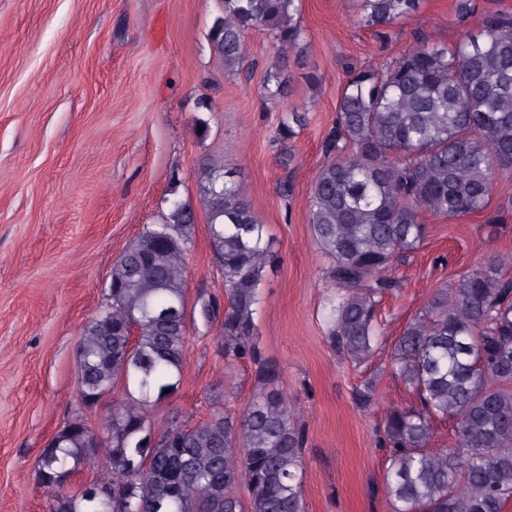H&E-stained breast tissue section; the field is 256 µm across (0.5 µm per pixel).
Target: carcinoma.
I'll return each instance as SVG.
<instances>
[{
  "mask_svg": "<svg viewBox=\"0 0 512 512\" xmlns=\"http://www.w3.org/2000/svg\"><path fill=\"white\" fill-rule=\"evenodd\" d=\"M296 2L224 0L210 36L227 74L253 28L281 50L300 48ZM420 3L355 0V8L386 40ZM290 92L286 69L269 72L267 99ZM306 124V112L289 109L275 139L290 141ZM325 152L309 211L336 283L325 319L334 346L362 364L377 350L379 305L399 288L389 271L427 237L420 213L479 212L498 176L512 172V13L488 12L481 33L448 45L421 38L399 57L348 65ZM197 175L226 302L202 299L187 312L195 212L171 201L162 223L145 225L112 263V288L77 345L81 404L94 408L120 380L128 398L112 405L101 432L76 415L39 459L40 482L55 490L100 454L107 474L76 494H54L49 512H304L305 435L256 340L270 240L229 165L206 158ZM190 315L207 327L222 318L224 358L255 366L258 393L238 415L216 408L158 433L147 407L182 382ZM388 366L418 398L381 419L392 512H502L512 499V279L502 262L436 289L394 339ZM437 420L453 424L447 448H430ZM241 482L247 506L236 494Z\"/></svg>",
  "mask_w": 512,
  "mask_h": 512,
  "instance_id": "obj_1",
  "label": "carcinoma"
}]
</instances>
